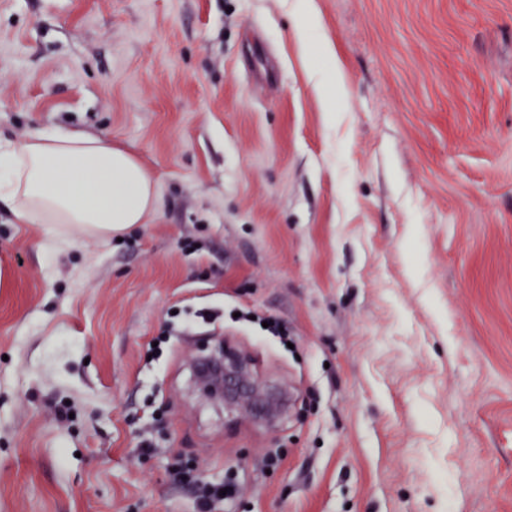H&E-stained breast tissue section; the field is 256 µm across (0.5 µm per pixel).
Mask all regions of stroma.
Segmentation results:
<instances>
[{
	"mask_svg": "<svg viewBox=\"0 0 512 512\" xmlns=\"http://www.w3.org/2000/svg\"><path fill=\"white\" fill-rule=\"evenodd\" d=\"M296 4L0 0V140L157 188L118 241L0 202V512H201L185 463L219 512H512V0ZM209 392L213 397L228 402L247 400L256 403L254 411L262 413L265 407L272 413L276 408L275 400L270 397H261L248 379L245 368L241 362L230 356L224 355V369L208 381ZM247 394L245 396H241ZM170 478L175 483L193 484L202 507L208 512L213 511L212 507L214 504L223 503L224 500L234 498L237 492L236 487L231 483L212 485L192 475L190 469L183 467L173 469L170 473ZM224 488H227V493L221 495V491H224Z\"/></svg>",
	"mask_w": 512,
	"mask_h": 512,
	"instance_id": "1",
	"label": "stroma"
}]
</instances>
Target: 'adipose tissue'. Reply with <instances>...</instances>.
Segmentation results:
<instances>
[{
  "label": "adipose tissue",
  "mask_w": 512,
  "mask_h": 512,
  "mask_svg": "<svg viewBox=\"0 0 512 512\" xmlns=\"http://www.w3.org/2000/svg\"><path fill=\"white\" fill-rule=\"evenodd\" d=\"M18 224H61L102 239L149 223L156 190L129 152L92 135L55 130L0 142V201Z\"/></svg>",
  "instance_id": "obj_1"
}]
</instances>
